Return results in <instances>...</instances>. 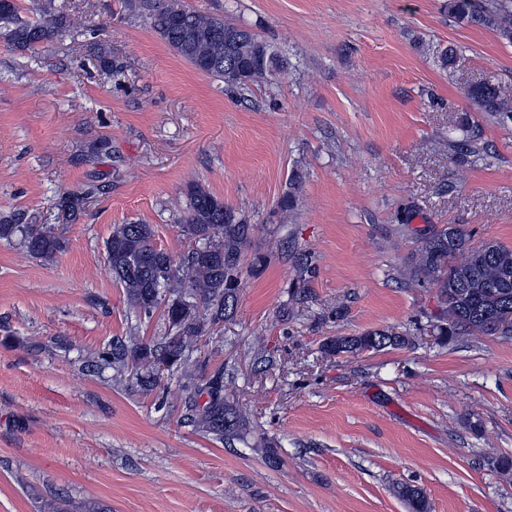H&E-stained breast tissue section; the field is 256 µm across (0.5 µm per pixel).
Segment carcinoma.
I'll return each instance as SVG.
<instances>
[{"mask_svg": "<svg viewBox=\"0 0 512 512\" xmlns=\"http://www.w3.org/2000/svg\"><path fill=\"white\" fill-rule=\"evenodd\" d=\"M129 6L180 57L230 89L243 90L272 80L280 71L279 61L256 34L224 23L220 15L188 9L179 0H133ZM447 6L448 13L458 21L493 29L512 43V0H448ZM76 31L77 23L63 14L47 10L39 20L27 21L20 17L15 0H0V32L16 50L33 51ZM467 97L480 111L512 121V108L500 99L494 86H475ZM476 137L477 133L469 130L465 137L454 141L457 160L476 155ZM100 191L99 185L86 184L77 192L63 195L59 210L70 218ZM187 196L182 232L194 241V246L180 259L153 244L155 232L150 224H120L106 242L107 262L131 305L146 315L165 305L169 329L175 331V335L152 346L129 349L113 345L106 361L118 373L129 359L188 369L185 340L199 333V313L205 312L212 323L233 313L242 261L256 225L196 183L188 185ZM16 236L35 258L49 259L63 246L62 238L53 232L36 231L12 216L1 218L0 239ZM409 281L418 287L433 283L439 288L446 316L445 326L440 328L442 335L512 338V328L500 332L494 329L497 315L512 311V248L492 240L473 248L462 228L446 225L422 237ZM406 342L407 334L403 332L374 329L333 337L324 344V351L332 356L357 354L400 348ZM233 383L234 373L221 367L196 385L183 402L188 423L226 444L243 441L250 433L249 416L226 396ZM397 493L413 512H428L420 488L406 485Z\"/></svg>", "mask_w": 512, "mask_h": 512, "instance_id": "cac0c4a2", "label": "carcinoma"}]
</instances>
